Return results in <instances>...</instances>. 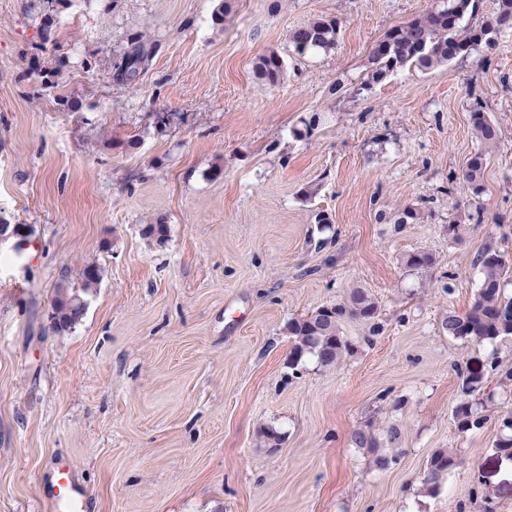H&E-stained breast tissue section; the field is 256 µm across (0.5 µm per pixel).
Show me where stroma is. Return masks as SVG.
Masks as SVG:
<instances>
[{
	"label": "stroma",
	"mask_w": 512,
	"mask_h": 512,
	"mask_svg": "<svg viewBox=\"0 0 512 512\" xmlns=\"http://www.w3.org/2000/svg\"><path fill=\"white\" fill-rule=\"evenodd\" d=\"M218 3L0 0V219L29 228L0 244V512H52L62 461L86 512H512V459L493 448L512 388L488 369L512 337L466 346L441 327L473 301L478 250L512 257V27L365 90L373 45L443 0H232L220 26ZM321 16L335 49L296 55L289 32ZM137 42L149 62L115 81ZM267 51L275 86L254 75ZM477 100L502 140L484 221L457 243ZM406 206L422 219L381 221ZM159 214L162 245L140 232ZM418 250L428 272L403 263ZM92 260L82 320L54 332L55 288ZM356 286L381 333L345 321L341 365L289 368V320ZM462 357L487 369L489 421L466 434ZM368 419L401 428L398 464L350 444ZM266 427L279 447H259ZM439 449L461 465L431 493ZM254 72L262 82L268 85H277L284 79V61L278 52L262 53L256 58Z\"/></svg>",
	"instance_id": "obj_1"
}]
</instances>
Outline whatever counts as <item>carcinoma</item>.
<instances>
[{"instance_id": "1", "label": "carcinoma", "mask_w": 512, "mask_h": 512, "mask_svg": "<svg viewBox=\"0 0 512 512\" xmlns=\"http://www.w3.org/2000/svg\"><path fill=\"white\" fill-rule=\"evenodd\" d=\"M497 12L486 17L481 12L480 0H446L444 7L423 13L405 23L392 27L386 36L372 48L371 69L367 85L384 80L390 73L407 65L431 69L450 64L456 59L468 57L480 46L495 45L500 30L512 27V0H497ZM340 28L334 19L317 17L295 28L288 34V43L298 55L308 52L329 53L336 48ZM148 61L146 52L137 47L127 54L118 67L116 78L125 80L137 75ZM256 77L268 85H276L284 79L285 65L276 51L260 54L255 61ZM470 120L478 139V146L471 154L462 171L463 183L470 198H478L484 192V173L488 160L500 141V131L492 122L481 103L476 102ZM457 214L448 221V237L458 241L463 237L466 222L474 219L483 222L481 213L473 214L456 205ZM397 226L414 223L421 219V212L406 206L381 215ZM141 235L149 242L162 244L168 236L165 217L159 215L149 224L141 225ZM404 265L413 271L426 272L433 268L436 257L425 251L407 255ZM471 265L478 269L481 280L470 308L463 314L448 311L442 327L448 336L464 343L489 342L512 336V297L505 292V281L512 277V264L506 253L493 245L477 251ZM102 279V268L87 262L81 270V288H55L52 299V327L58 333L71 331L81 320L87 306L84 296L93 293ZM356 320L369 326L370 335L381 330L378 302L362 288L352 289L343 302L322 306L302 318L288 321V335L292 347L288 359L291 368H298L308 355L314 356L325 367H335L354 353L353 344L344 336L342 325ZM461 390L466 399L454 408L457 429L464 434L482 429L487 416L478 412L468 397L481 394L485 384L483 367L469 365L459 369ZM499 434L493 447L496 453L512 457V406L497 415ZM401 431L391 425L385 430V438L379 437V426L368 420L350 434V442L356 448L374 456L376 466L388 468L399 460ZM459 465L458 457L446 449L436 450L430 457L423 485L430 492L439 488Z\"/></svg>"}]
</instances>
